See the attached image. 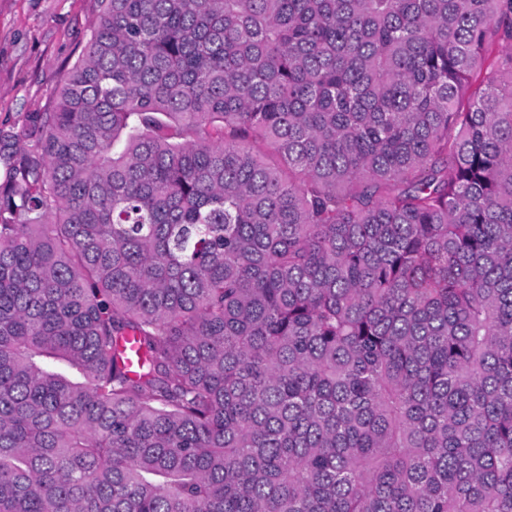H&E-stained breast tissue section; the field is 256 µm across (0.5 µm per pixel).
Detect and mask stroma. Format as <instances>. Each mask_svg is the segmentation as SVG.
I'll return each instance as SVG.
<instances>
[{"label":"stroma","instance_id":"35a3bbf8","mask_svg":"<svg viewBox=\"0 0 512 512\" xmlns=\"http://www.w3.org/2000/svg\"><path fill=\"white\" fill-rule=\"evenodd\" d=\"M98 0H0V129L45 111L78 58Z\"/></svg>","mask_w":512,"mask_h":512}]
</instances>
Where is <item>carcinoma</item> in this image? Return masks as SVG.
I'll return each mask as SVG.
<instances>
[{
    "label": "carcinoma",
    "instance_id": "cac0c4a2",
    "mask_svg": "<svg viewBox=\"0 0 512 512\" xmlns=\"http://www.w3.org/2000/svg\"><path fill=\"white\" fill-rule=\"evenodd\" d=\"M0 160V512H512V0H100Z\"/></svg>",
    "mask_w": 512,
    "mask_h": 512
}]
</instances>
